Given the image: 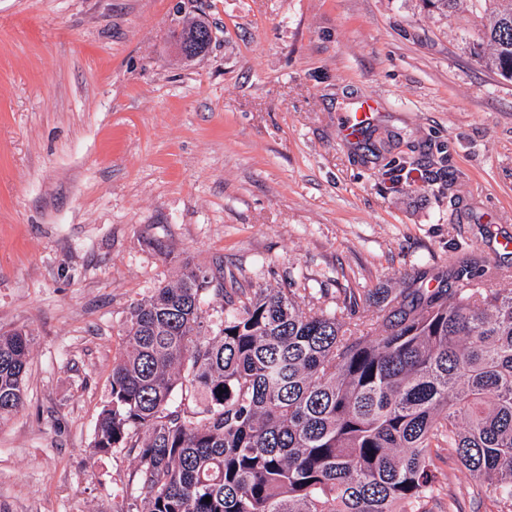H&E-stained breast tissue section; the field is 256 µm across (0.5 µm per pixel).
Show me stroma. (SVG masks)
<instances>
[{"label":"stroma","instance_id":"stroma-1","mask_svg":"<svg viewBox=\"0 0 512 512\" xmlns=\"http://www.w3.org/2000/svg\"><path fill=\"white\" fill-rule=\"evenodd\" d=\"M197 14L212 42L187 59L171 32ZM477 40L470 0H0V330L33 336L0 512L139 495L94 430L130 305L183 262L327 312L357 299L356 323L464 254L512 289V80ZM435 466L430 512H498Z\"/></svg>","mask_w":512,"mask_h":512}]
</instances>
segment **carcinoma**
Masks as SVG:
<instances>
[{"label":"carcinoma","instance_id":"carcinoma-1","mask_svg":"<svg viewBox=\"0 0 512 512\" xmlns=\"http://www.w3.org/2000/svg\"><path fill=\"white\" fill-rule=\"evenodd\" d=\"M472 7L485 66L512 80V0ZM476 278L459 259L351 329L282 288L228 292L220 258L182 264L131 304L95 426V453L138 464L140 499L118 512H428L442 448L511 509L512 289ZM206 298L225 304L217 325ZM31 345L0 332V420L24 404ZM183 387L199 410L173 406Z\"/></svg>","mask_w":512,"mask_h":512}]
</instances>
